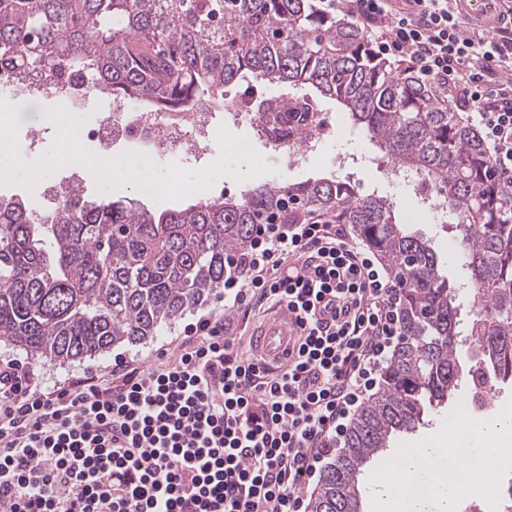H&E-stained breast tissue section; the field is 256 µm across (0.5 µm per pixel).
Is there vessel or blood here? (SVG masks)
<instances>
[{"label": "vessel or blood", "instance_id": "1", "mask_svg": "<svg viewBox=\"0 0 512 512\" xmlns=\"http://www.w3.org/2000/svg\"><path fill=\"white\" fill-rule=\"evenodd\" d=\"M493 0H459L461 16L482 26H497L504 14L492 6ZM299 328L286 306L275 307L268 318L251 332V357L260 369L283 367L298 348Z\"/></svg>", "mask_w": 512, "mask_h": 512}]
</instances>
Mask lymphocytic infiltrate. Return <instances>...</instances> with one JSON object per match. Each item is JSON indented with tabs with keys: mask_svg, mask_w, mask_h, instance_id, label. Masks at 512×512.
<instances>
[{
	"mask_svg": "<svg viewBox=\"0 0 512 512\" xmlns=\"http://www.w3.org/2000/svg\"><path fill=\"white\" fill-rule=\"evenodd\" d=\"M372 31L375 55L408 64L471 110L512 178V28L469 25L451 0H325ZM226 262L224 306L187 329L161 366L116 362L42 390L0 364V512H304L397 348L403 284L335 224H258ZM285 304L299 359L260 373L226 321Z\"/></svg>",
	"mask_w": 512,
	"mask_h": 512,
	"instance_id": "f902f5d3",
	"label": "lymphocytic infiltrate"
}]
</instances>
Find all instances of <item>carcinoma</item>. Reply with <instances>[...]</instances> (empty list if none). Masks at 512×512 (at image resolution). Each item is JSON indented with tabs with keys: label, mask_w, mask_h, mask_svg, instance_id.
I'll return each instance as SVG.
<instances>
[{
	"label": "carcinoma",
	"mask_w": 512,
	"mask_h": 512,
	"mask_svg": "<svg viewBox=\"0 0 512 512\" xmlns=\"http://www.w3.org/2000/svg\"><path fill=\"white\" fill-rule=\"evenodd\" d=\"M63 63L87 73L91 90L157 112H191L249 78L335 101L388 161L448 201V263L461 279L449 282L431 243L397 222L392 199L339 177L160 213L90 199L76 182L45 211L0 195V342L66 363L153 338L224 287L225 258L250 247L254 225L313 215L351 225L404 295L385 380L324 469L311 512H360L364 467L393 435L463 383L486 398L512 379V182L451 103L373 56L359 24L320 0H0V64L48 82ZM463 288L475 305L461 327ZM472 348L479 359L466 368Z\"/></svg>",
	"instance_id": "obj_1"
}]
</instances>
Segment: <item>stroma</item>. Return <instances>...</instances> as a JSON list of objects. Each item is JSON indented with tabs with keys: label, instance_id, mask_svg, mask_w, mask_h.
Segmentation results:
<instances>
[{
	"label": "stroma",
	"instance_id": "stroma-1",
	"mask_svg": "<svg viewBox=\"0 0 512 512\" xmlns=\"http://www.w3.org/2000/svg\"><path fill=\"white\" fill-rule=\"evenodd\" d=\"M0 97L18 108L17 121L20 126V138H27L28 134L34 131L40 134L36 146L25 153V160L33 161L40 158L51 148L57 131L56 126L46 119L45 113L51 107L67 106V99H60L48 94L20 99L10 92L4 93ZM313 103L325 118L335 122L336 134L328 138L321 149L307 156L298 165L280 160L274 149L266 146L263 142L254 140V132L250 126H233V133L252 138L254 149L264 157L266 163L273 166L274 171L266 175V182L294 183L341 175L350 180L360 194L404 196V189L384 180L380 172L382 164L380 151L360 131L352 129L347 122L345 113L337 109L335 102L317 96L314 97ZM340 153L350 155L355 159L354 165L344 172L339 171L336 167L335 158ZM76 174L82 177L88 197H97L98 191L92 173L86 168L78 169L72 166L61 168L42 178L33 191H26L25 188L16 185L0 186V195H25L28 196L34 207L41 208L47 205L50 196L59 190L60 186L65 185ZM220 305L219 297H211L208 302L195 308L194 311L173 320L171 324L164 327L159 336L142 343L115 347L103 356L64 364L48 363L33 358L21 348L0 342V362L9 359L20 361L50 385L73 380L89 371L108 372L115 361L120 359L149 365L157 362L163 350H175L188 324L196 322L200 315L220 307Z\"/></svg>",
	"mask_w": 512,
	"mask_h": 512
}]
</instances>
